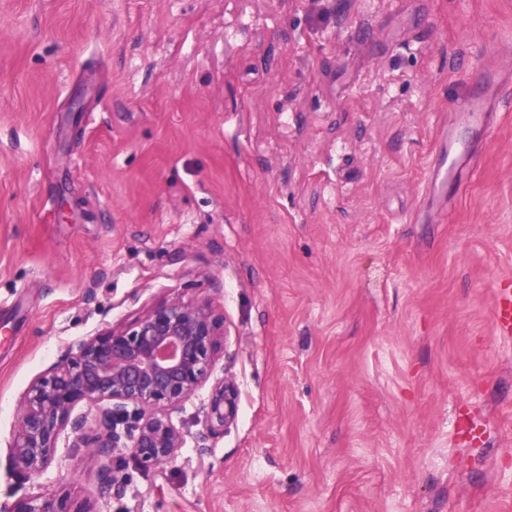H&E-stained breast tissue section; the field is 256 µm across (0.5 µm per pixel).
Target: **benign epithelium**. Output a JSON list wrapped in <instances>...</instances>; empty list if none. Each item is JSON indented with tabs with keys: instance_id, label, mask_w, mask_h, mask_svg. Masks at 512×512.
I'll list each match as a JSON object with an SVG mask.
<instances>
[{
	"instance_id": "obj_1",
	"label": "benign epithelium",
	"mask_w": 512,
	"mask_h": 512,
	"mask_svg": "<svg viewBox=\"0 0 512 512\" xmlns=\"http://www.w3.org/2000/svg\"><path fill=\"white\" fill-rule=\"evenodd\" d=\"M224 317L210 302L162 301L122 330L80 340L36 375L21 394L9 459L12 475L37 481L61 438L99 456L103 484L120 480L123 455L142 469L173 462L185 432L171 412L210 386L203 423L218 436L237 417L238 388L214 369ZM78 408L85 409L75 415ZM0 512H96L51 493L25 495Z\"/></svg>"
}]
</instances>
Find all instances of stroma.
<instances>
[{
  "instance_id": "obj_1",
  "label": "stroma",
  "mask_w": 512,
  "mask_h": 512,
  "mask_svg": "<svg viewBox=\"0 0 512 512\" xmlns=\"http://www.w3.org/2000/svg\"><path fill=\"white\" fill-rule=\"evenodd\" d=\"M512 0H0V504L19 397L68 347L178 296L239 389L171 414L173 463L60 441L96 512H512ZM464 184L430 186L445 128ZM512 84V72L500 70H488L482 74L479 93L467 96L463 99L457 112L459 122L466 127L477 124L488 111L487 101L498 97L505 87ZM493 322L502 336L512 335V290L498 288L494 296Z\"/></svg>"
}]
</instances>
